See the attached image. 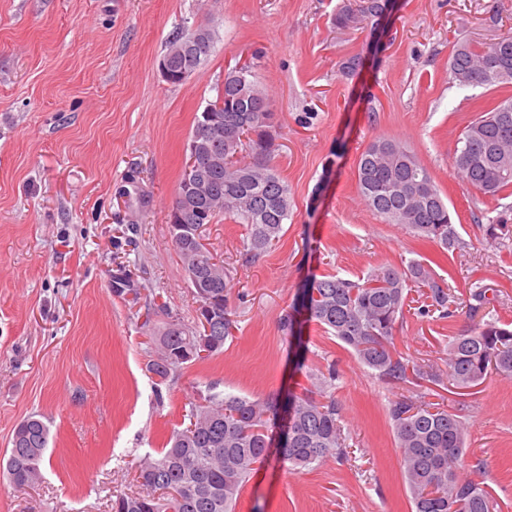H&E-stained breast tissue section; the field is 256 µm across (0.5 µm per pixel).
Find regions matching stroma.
<instances>
[{"mask_svg":"<svg viewBox=\"0 0 512 512\" xmlns=\"http://www.w3.org/2000/svg\"><path fill=\"white\" fill-rule=\"evenodd\" d=\"M343 3L0 0V454L29 414L50 428L43 481L20 491L0 478V512H112L114 495L134 489L137 461L182 424L196 389L282 397L331 363L346 457L295 474L269 462L237 512H411L388 408L412 386L382 382L313 322L296 365L279 318L311 279L356 280L417 260L462 304L485 290L489 313L512 323V237L492 242L484 232L501 217L512 223V188L482 194L454 166L462 130L512 87L463 89L448 79L456 43L512 33V0H397L376 54L370 29L333 26ZM200 25L216 35L213 54L188 81L167 82V42ZM356 54L363 69L345 75L341 62ZM245 63L274 104V163L291 214L276 245L249 262L241 225L221 218L202 227L242 295L237 329L223 354L160 384L145 369L136 299L188 322L195 315L168 216L196 112ZM379 137L402 141L429 170L463 249L442 253L366 206L356 163ZM120 262L131 289L119 297ZM467 323L463 314L406 313L395 349L445 369L448 339ZM435 391L467 422L468 473L491 487L499 512H512V379L488 376L468 396L444 384Z\"/></svg>","mask_w":512,"mask_h":512,"instance_id":"35a3bbf8","label":"stroma"}]
</instances>
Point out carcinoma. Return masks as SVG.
I'll use <instances>...</instances> for the list:
<instances>
[{
	"instance_id": "carcinoma-1",
	"label": "carcinoma",
	"mask_w": 512,
	"mask_h": 512,
	"mask_svg": "<svg viewBox=\"0 0 512 512\" xmlns=\"http://www.w3.org/2000/svg\"><path fill=\"white\" fill-rule=\"evenodd\" d=\"M383 0L345 3L336 13L338 29L376 22ZM195 30L176 33L165 54L174 57L180 82L190 79L211 56L214 37L180 54ZM448 71L461 87L488 88L512 84V35L474 46L458 42L448 58ZM220 129L198 140L201 116H196L189 141H198L199 168L185 166L170 216V234L198 307L194 325L144 304L146 321L161 313L166 318L147 345V368L162 380L175 377L185 366L217 356L234 338V283L196 237L205 224L224 216L244 229L246 255L265 253L280 238L290 216L288 184L273 165L275 128L273 102L254 66L234 67L224 75ZM454 164L468 186L496 196L512 187V97L500 101L467 125L458 139ZM356 177L365 204L388 224L438 244L444 252L461 249L448 205L427 169L403 144L380 138L369 144L357 161ZM196 185L197 198L184 197V187ZM420 288L427 303L422 316L454 318L458 297L435 280L419 261L382 264L362 280L332 275L314 279L297 294L281 318L284 337L303 358V321L308 315L334 336L358 360L391 385L440 382L430 364H421L394 348V332L404 317L408 290ZM448 386L459 395L495 373L512 379V325L494 317L459 330L448 344ZM336 368L309 375L308 386L283 399L248 398L222 394L208 384L188 402V423L173 430L165 448L146 455L136 466L140 491L121 495L112 512H235L250 476L271 460L298 471L344 455L341 408L328 391ZM399 467L414 512H494L498 503L491 488L465 473L467 426L442 403L404 398L391 403ZM288 425V447L272 452L269 428L275 421ZM49 428L38 415L15 427L0 457V473L19 490L37 486L43 478Z\"/></svg>"
}]
</instances>
